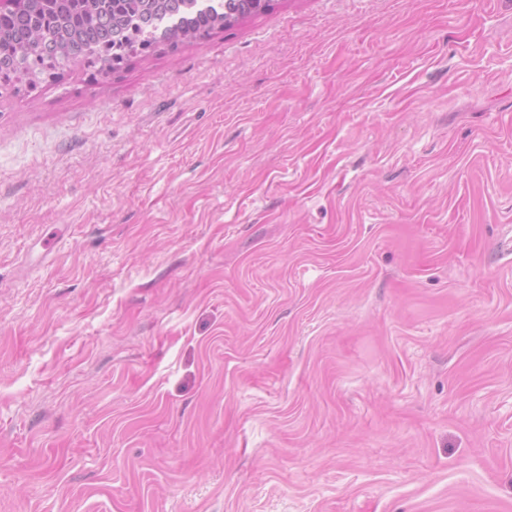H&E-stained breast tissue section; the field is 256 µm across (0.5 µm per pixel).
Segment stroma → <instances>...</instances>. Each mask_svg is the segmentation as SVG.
<instances>
[{"label":"stroma","mask_w":512,"mask_h":512,"mask_svg":"<svg viewBox=\"0 0 512 512\" xmlns=\"http://www.w3.org/2000/svg\"><path fill=\"white\" fill-rule=\"evenodd\" d=\"M0 512H512V0L0 84Z\"/></svg>","instance_id":"35a3bbf8"}]
</instances>
